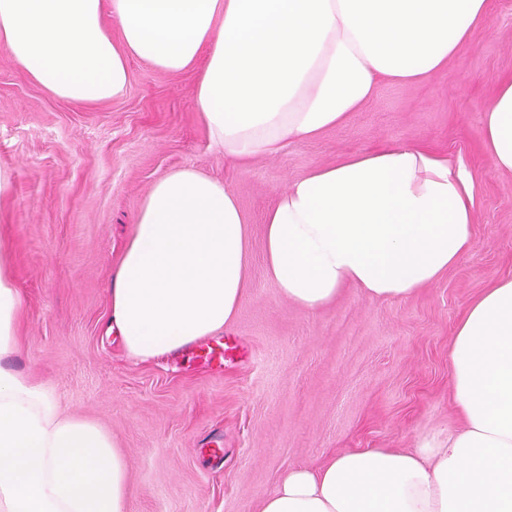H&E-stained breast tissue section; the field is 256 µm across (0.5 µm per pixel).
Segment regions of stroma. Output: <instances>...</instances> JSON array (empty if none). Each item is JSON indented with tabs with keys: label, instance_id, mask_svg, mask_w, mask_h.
I'll return each mask as SVG.
<instances>
[{
	"label": "stroma",
	"instance_id": "1",
	"mask_svg": "<svg viewBox=\"0 0 512 512\" xmlns=\"http://www.w3.org/2000/svg\"><path fill=\"white\" fill-rule=\"evenodd\" d=\"M126 95L76 106L35 85L0 49V199L21 295L7 363L98 422L128 466L126 512H261L289 469L350 448H413L459 425L453 329L492 281L512 276V174L493 173L480 120L512 75V0L430 82L385 83L340 127L244 166L224 159L193 106L196 74L130 62ZM385 142L422 144L476 180V246L435 284L381 301L356 287L309 313L264 264L263 215L313 169ZM178 168L224 181L248 221L250 286L223 333V367L198 344L152 362L108 334L109 284L152 185Z\"/></svg>",
	"mask_w": 512,
	"mask_h": 512
}]
</instances>
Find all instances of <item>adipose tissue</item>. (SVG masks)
<instances>
[{
    "mask_svg": "<svg viewBox=\"0 0 512 512\" xmlns=\"http://www.w3.org/2000/svg\"><path fill=\"white\" fill-rule=\"evenodd\" d=\"M489 10L490 0H0V48L79 106L123 98L135 57L196 71L194 108L212 144L245 164L344 125L382 83H426ZM481 135L490 170L512 173V76L497 81ZM475 222L467 170L387 142L277 193L264 217L266 274L309 312L349 285L404 299L474 249ZM134 224L108 288V329L127 356L149 362L223 331L250 286L232 190L174 170ZM12 261L0 239V512H125L128 468L111 434L6 363L21 303ZM449 360L462 423L447 438L290 469L262 512H512V277L469 306Z\"/></svg>",
    "mask_w": 512,
    "mask_h": 512,
    "instance_id": "1",
    "label": "adipose tissue"
}]
</instances>
